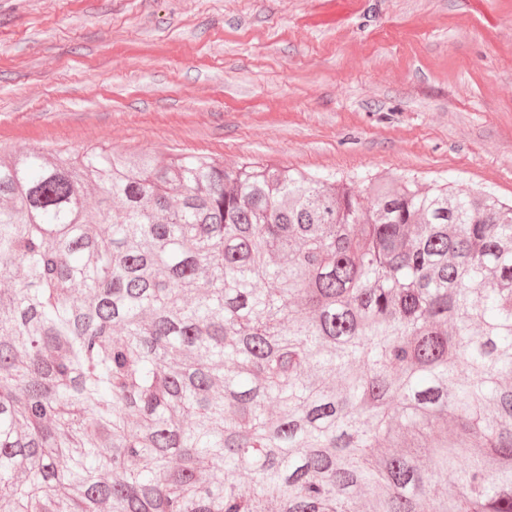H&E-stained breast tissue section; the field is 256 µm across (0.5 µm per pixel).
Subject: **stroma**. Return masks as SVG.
<instances>
[{
    "label": "stroma",
    "instance_id": "1",
    "mask_svg": "<svg viewBox=\"0 0 512 512\" xmlns=\"http://www.w3.org/2000/svg\"><path fill=\"white\" fill-rule=\"evenodd\" d=\"M512 200V0H0V157L84 147Z\"/></svg>",
    "mask_w": 512,
    "mask_h": 512
}]
</instances>
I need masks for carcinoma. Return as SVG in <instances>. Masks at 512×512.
Instances as JSON below:
<instances>
[{"label": "carcinoma", "instance_id": "obj_1", "mask_svg": "<svg viewBox=\"0 0 512 512\" xmlns=\"http://www.w3.org/2000/svg\"><path fill=\"white\" fill-rule=\"evenodd\" d=\"M364 192L1 159L0 512H512V203Z\"/></svg>", "mask_w": 512, "mask_h": 512}]
</instances>
